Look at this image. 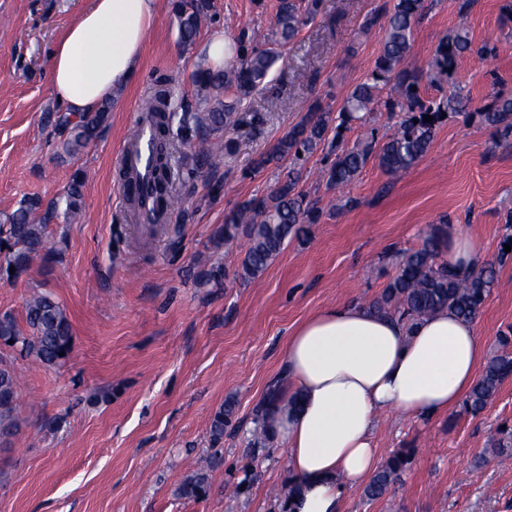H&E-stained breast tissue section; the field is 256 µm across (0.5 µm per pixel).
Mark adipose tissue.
Returning a JSON list of instances; mask_svg holds the SVG:
<instances>
[{
	"label": "adipose tissue",
	"mask_w": 512,
	"mask_h": 512,
	"mask_svg": "<svg viewBox=\"0 0 512 512\" xmlns=\"http://www.w3.org/2000/svg\"><path fill=\"white\" fill-rule=\"evenodd\" d=\"M158 11L159 0H90L65 27L49 81L66 113L94 111L136 80ZM485 358L474 320L450 311L411 326L356 303L310 315L285 346L283 395L300 404L275 419L295 487L286 512H341L347 490L378 467V417L448 413Z\"/></svg>",
	"instance_id": "1"
}]
</instances>
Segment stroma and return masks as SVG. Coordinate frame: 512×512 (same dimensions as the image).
I'll return each instance as SVG.
<instances>
[{
  "instance_id": "35a3bbf8",
  "label": "stroma",
  "mask_w": 512,
  "mask_h": 512,
  "mask_svg": "<svg viewBox=\"0 0 512 512\" xmlns=\"http://www.w3.org/2000/svg\"><path fill=\"white\" fill-rule=\"evenodd\" d=\"M506 2L471 0L474 51L457 62L452 80L422 85L423 96L436 98L460 87L473 108L449 114L427 154L395 178L372 158L347 187H327L318 173L329 148L321 146L299 184L322 211L318 224L245 283L236 271L246 242H225V214L285 175L289 160L261 170L254 162L308 105L339 109L370 78L382 32L363 24L393 0H323L283 47L267 88L243 102L219 167L196 165L210 131L177 143L173 191L182 209L152 238L126 204L116 169L141 99L172 77L190 113L211 109L214 96L193 83L204 67L200 48L218 32L229 41L243 31L271 36L278 0H210L211 21L189 46L178 40L171 0H161L137 80L111 106L100 136L73 157L45 119L62 111L46 63L89 0H0V222L36 201L53 210L46 234L62 251L61 262H36L19 278L0 280V312L24 319L29 295L48 291L73 330L72 352L56 367L15 358L0 344V356L22 374L20 430L0 447V512H284L285 448L256 446L253 432L267 387L282 374L288 335L320 308L371 303L403 253L444 221L465 225L480 261L498 264V284L475 320L487 354L500 351L499 336L512 327V259L497 261L512 214V136L497 134L477 109L512 96V29L500 22ZM459 4L425 0L409 65L428 66L457 26ZM487 41L496 43V56L480 53ZM78 170L82 210L69 219L56 205ZM217 261L223 279L206 281ZM230 398L235 413L209 497H177L184 476L211 453L212 416ZM505 428L512 429V377L476 416L460 406L433 418L381 415L374 432L381 459L408 448L412 464L378 500L348 490L342 512H512V458L490 451Z\"/></svg>"
}]
</instances>
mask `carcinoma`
Returning <instances> with one entry per match:
<instances>
[{"label": "carcinoma", "mask_w": 512, "mask_h": 512, "mask_svg": "<svg viewBox=\"0 0 512 512\" xmlns=\"http://www.w3.org/2000/svg\"><path fill=\"white\" fill-rule=\"evenodd\" d=\"M423 6V0H395L393 8L382 15L366 19L367 29L381 23L384 38L376 60L371 80L356 85L347 95L335 117L330 108L320 102L311 103L303 118L288 128L261 157L255 168L260 169L275 160L287 158L293 167L275 187L263 196L240 202L224 220V240L243 236L248 248L237 271V277L248 283L258 279L292 238H302L310 233L311 225L318 223L320 209L308 200L299 189L302 179L300 162L314 153L325 142L332 130H340L350 122L361 119L360 113L372 111L378 103L383 86L390 83L394 96L384 101V106L403 116L396 122L393 133L382 145L379 166L389 175L396 176L413 167L429 150L435 138L441 116L460 112L466 107L463 98L451 94L443 99H428L421 95L420 85L424 74L403 65L409 54L413 29ZM208 0H174L173 11L177 20L180 40L190 45L208 18ZM321 10V0H278L276 26L271 47L257 49L253 37L244 31L237 40L239 65L222 70H205L197 73L199 91L224 90L234 95L232 103L218 105L199 116L201 125L213 132L235 127L241 122L238 106L262 86L275 62L280 57L279 48L294 39L308 21ZM472 50L468 30L460 25L448 32L438 43L430 63L433 76L450 78L457 59ZM174 90L168 83L156 85L144 99L143 110L155 114L156 145L154 188L157 200L171 206L176 204L173 194L170 155L174 146V133L170 128V112ZM110 104L105 102L94 112L74 121L66 117L55 119L60 129L59 137L64 152L76 156L95 140L107 121ZM432 121L426 122L423 116ZM484 123L504 136L512 134V97H500L489 108L481 109ZM373 141L366 140L352 148L340 144L332 146L331 159L322 170L326 184L347 186L361 172L373 152ZM224 160V139L216 137L202 153V166L215 167ZM84 174L74 173L65 190V214L76 217L82 209L81 187ZM36 203L20 208L7 224H0V279L11 280L26 272L35 260L50 264L62 259L60 249L48 245L46 228L55 210H48L36 219L32 216ZM448 239V225L431 227L422 246L405 254L398 264L396 274L370 307L376 312L395 317L407 324L450 310L468 319L474 317L496 282V268L483 266L460 275L448 270V265L438 261ZM15 272H10V268ZM0 339L12 341L10 347L17 354L33 362L53 367L69 357L73 346L72 325L63 306L49 293L37 291L25 303V325L16 317L0 313ZM503 350L489 359L481 375L470 389L464 404L465 410L480 414L498 393L502 383L512 376V329L502 334ZM20 379L14 362L0 357V444L19 430L16 416V399ZM282 383L272 382L266 392L259 430L255 431L257 443L270 444L276 439L272 428L273 416L281 411ZM234 414V404L226 401L211 419L210 440L219 445L224 439V428ZM412 461V451L403 448L382 465L364 487V496L373 501L382 498L392 485L401 480ZM213 462L198 465L176 489V495L189 500H201L210 493V471Z\"/></svg>", "instance_id": "1"}]
</instances>
